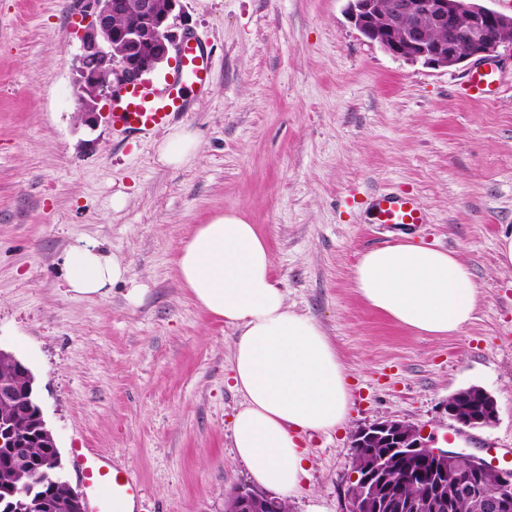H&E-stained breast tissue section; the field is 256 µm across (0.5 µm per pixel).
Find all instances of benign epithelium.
<instances>
[{"label": "benign epithelium", "instance_id": "1", "mask_svg": "<svg viewBox=\"0 0 512 512\" xmlns=\"http://www.w3.org/2000/svg\"><path fill=\"white\" fill-rule=\"evenodd\" d=\"M85 24L79 30L77 106L86 122L98 121L106 103L127 88L145 85L149 76L172 59L185 40L179 32L181 0H168L159 12L156 0H83ZM129 13L138 22L116 26L113 18ZM357 30L394 57L434 67H454L467 59L495 57L503 44L512 45V16L483 5V0H349ZM498 417L496 399L483 415H470L459 430L484 428ZM32 435L45 448L56 447L41 416ZM360 448L387 452L365 470L350 469L346 512H369L378 506L390 471L404 457L465 462L473 470L493 471L485 459L462 449L433 448L424 430L404 421L386 419L358 427L352 434ZM0 448L12 449L13 461L28 467L30 441L17 432L14 414L0 410ZM232 512H275L281 497L237 485L229 492Z\"/></svg>", "mask_w": 512, "mask_h": 512}]
</instances>
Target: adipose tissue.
I'll return each instance as SVG.
<instances>
[{"instance_id": "1", "label": "adipose tissue", "mask_w": 512, "mask_h": 512, "mask_svg": "<svg viewBox=\"0 0 512 512\" xmlns=\"http://www.w3.org/2000/svg\"><path fill=\"white\" fill-rule=\"evenodd\" d=\"M195 134L173 125L159 147L162 163L194 158ZM196 304L237 334L230 378L242 398L232 419L235 456L259 486L282 493L308 475L301 439L343 425L351 401L348 373L324 331L291 309L272 276V255L255 226L234 212L199 225L177 259ZM73 294L105 296L125 267L96 246L64 259ZM358 294L395 324L418 334L452 335L468 326L480 300L457 252L402 243L363 254L353 271Z\"/></svg>"}]
</instances>
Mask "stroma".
<instances>
[{"instance_id": "obj_1", "label": "stroma", "mask_w": 512, "mask_h": 512, "mask_svg": "<svg viewBox=\"0 0 512 512\" xmlns=\"http://www.w3.org/2000/svg\"><path fill=\"white\" fill-rule=\"evenodd\" d=\"M182 6L211 81L179 118L198 153L175 168L158 160L163 130L135 140L79 117L81 0H0V348L36 378L65 479L79 482L74 449H102L138 476L148 512H226L249 482L233 458L234 333L176 264L193 230L229 211L266 240L289 305L352 380L344 426L305 440L291 512H344L351 435L377 420L512 467V271L496 249L512 232V46L492 60L504 88L478 101L463 87L474 62L394 57L354 27L348 0ZM381 191L411 194L430 223H373ZM402 242L470 265L482 302L460 333L402 329L354 288L366 251ZM86 244L127 269L106 297L68 289L63 259ZM469 386L495 397L498 419L461 434L441 407Z\"/></svg>"}]
</instances>
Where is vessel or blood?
I'll use <instances>...</instances> for the list:
<instances>
[{
	"mask_svg": "<svg viewBox=\"0 0 512 512\" xmlns=\"http://www.w3.org/2000/svg\"><path fill=\"white\" fill-rule=\"evenodd\" d=\"M181 55L183 68L173 80L143 89L131 88L109 114L113 130L131 135L146 134L164 127L190 108L188 95L205 87L210 70L208 54L202 44L186 43ZM499 80L496 70L478 67L464 80L466 93L473 99H488ZM373 221L387 226H412L427 221L425 212L408 196L379 193L372 199ZM77 468L82 477L90 512H112L124 502L139 500L142 485L130 470L113 464L109 455L96 448L77 453Z\"/></svg>",
	"mask_w": 512,
	"mask_h": 512,
	"instance_id": "obj_1",
	"label": "vessel or blood"
}]
</instances>
